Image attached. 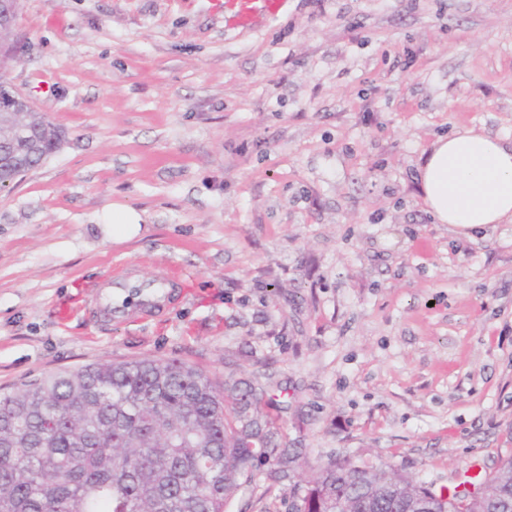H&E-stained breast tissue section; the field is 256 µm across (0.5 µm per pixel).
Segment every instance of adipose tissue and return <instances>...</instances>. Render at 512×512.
Here are the masks:
<instances>
[{"mask_svg":"<svg viewBox=\"0 0 512 512\" xmlns=\"http://www.w3.org/2000/svg\"><path fill=\"white\" fill-rule=\"evenodd\" d=\"M418 180L427 211L455 236L512 223V140L473 128L436 138L421 153Z\"/></svg>","mask_w":512,"mask_h":512,"instance_id":"1","label":"adipose tissue"}]
</instances>
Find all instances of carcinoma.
<instances>
[{
  "instance_id": "carcinoma-1",
  "label": "carcinoma",
  "mask_w": 512,
  "mask_h": 512,
  "mask_svg": "<svg viewBox=\"0 0 512 512\" xmlns=\"http://www.w3.org/2000/svg\"><path fill=\"white\" fill-rule=\"evenodd\" d=\"M40 133L37 164L61 140L31 109L0 121ZM237 405L234 420L225 395ZM253 387L218 386L177 360L104 362L0 393V512H224L254 458L294 462L249 415ZM288 512H512V458L436 492L389 466L336 460L294 489Z\"/></svg>"
}]
</instances>
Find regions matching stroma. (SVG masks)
I'll list each match as a JSON object with an SVG mask.
<instances>
[{"mask_svg": "<svg viewBox=\"0 0 512 512\" xmlns=\"http://www.w3.org/2000/svg\"><path fill=\"white\" fill-rule=\"evenodd\" d=\"M8 79L66 133L0 190V392L178 359L259 408L225 512H288L339 458L445 488L512 456V224L455 237L417 165L460 127L512 139V0H286L241 30L206 0H21ZM140 214L114 236L112 212ZM176 300L92 312L123 267ZM176 279L174 273L161 272L142 292L135 290L137 307L141 313L156 312L166 306L171 297V288H175Z\"/></svg>", "mask_w": 512, "mask_h": 512, "instance_id": "stroma-1", "label": "stroma"}]
</instances>
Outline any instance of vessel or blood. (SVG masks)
I'll list each match as a JSON object with an SVG mask.
<instances>
[{
	"mask_svg": "<svg viewBox=\"0 0 512 512\" xmlns=\"http://www.w3.org/2000/svg\"><path fill=\"white\" fill-rule=\"evenodd\" d=\"M210 3L213 10L223 13L225 22L250 28L275 18L284 0H210ZM176 279V274L159 273L151 285L136 293L132 290V272H118L102 294L101 306L116 321L124 320L129 306L133 304L144 313L159 311L169 302Z\"/></svg>",
	"mask_w": 512,
	"mask_h": 512,
	"instance_id": "obj_1",
	"label": "vessel or blood"
}]
</instances>
